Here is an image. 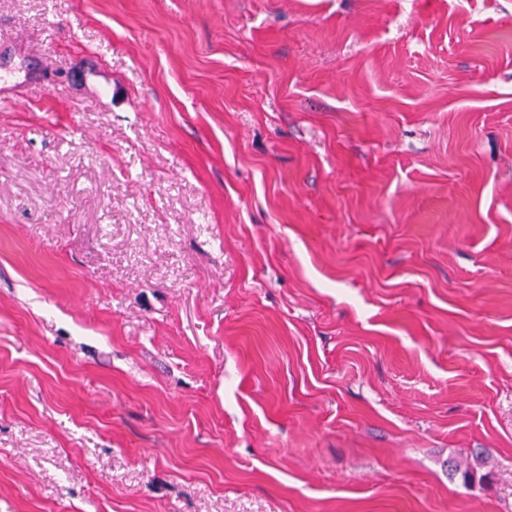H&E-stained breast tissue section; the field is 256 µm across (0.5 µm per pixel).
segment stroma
<instances>
[{
    "label": "stroma",
    "instance_id": "stroma-1",
    "mask_svg": "<svg viewBox=\"0 0 512 512\" xmlns=\"http://www.w3.org/2000/svg\"><path fill=\"white\" fill-rule=\"evenodd\" d=\"M2 38L0 512H512V0H0ZM488 457L482 453L476 454L472 462L461 465L455 460L448 461V475L455 479L459 477L464 485H469L475 480L478 466L487 464Z\"/></svg>",
    "mask_w": 512,
    "mask_h": 512
}]
</instances>
